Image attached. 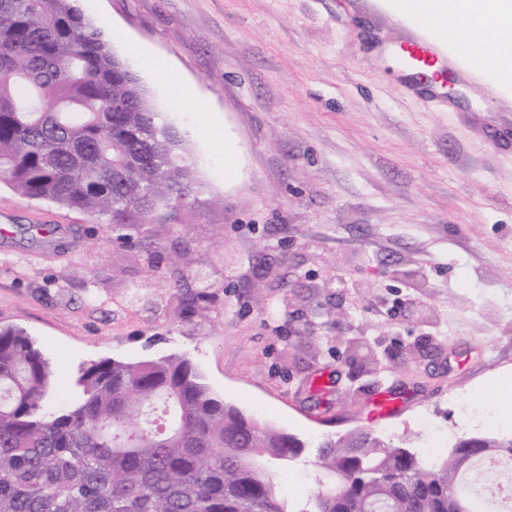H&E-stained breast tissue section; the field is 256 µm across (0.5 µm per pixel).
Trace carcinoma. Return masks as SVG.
Segmentation results:
<instances>
[{
  "mask_svg": "<svg viewBox=\"0 0 512 512\" xmlns=\"http://www.w3.org/2000/svg\"><path fill=\"white\" fill-rule=\"evenodd\" d=\"M188 145L75 0H0V184L104 224H151L198 199ZM20 328L0 329V512H485L512 509V482L472 471L512 461V436H470L428 463L406 440L355 430L316 449L334 483L303 503L265 462L295 437L243 414L192 361L104 359L67 401Z\"/></svg>",
  "mask_w": 512,
  "mask_h": 512,
  "instance_id": "cac0c4a2",
  "label": "carcinoma"
}]
</instances>
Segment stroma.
Returning a JSON list of instances; mask_svg holds the SVG:
<instances>
[{
  "label": "stroma",
  "mask_w": 512,
  "mask_h": 512,
  "mask_svg": "<svg viewBox=\"0 0 512 512\" xmlns=\"http://www.w3.org/2000/svg\"><path fill=\"white\" fill-rule=\"evenodd\" d=\"M76 4L186 139L199 202L112 226L0 185V328H23L65 380L187 356L226 402L307 443L512 435V92L381 0ZM410 44L438 79L401 65ZM385 390L403 405L373 419Z\"/></svg>",
  "instance_id": "1"
}]
</instances>
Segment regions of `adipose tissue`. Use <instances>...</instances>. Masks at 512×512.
<instances>
[{
	"mask_svg": "<svg viewBox=\"0 0 512 512\" xmlns=\"http://www.w3.org/2000/svg\"><path fill=\"white\" fill-rule=\"evenodd\" d=\"M405 19L425 23L440 39L454 38L471 49L476 40L490 39L479 68L492 71L501 83H512V0H397Z\"/></svg>",
	"mask_w": 512,
	"mask_h": 512,
	"instance_id": "ef3b65f1",
	"label": "adipose tissue"
}]
</instances>
